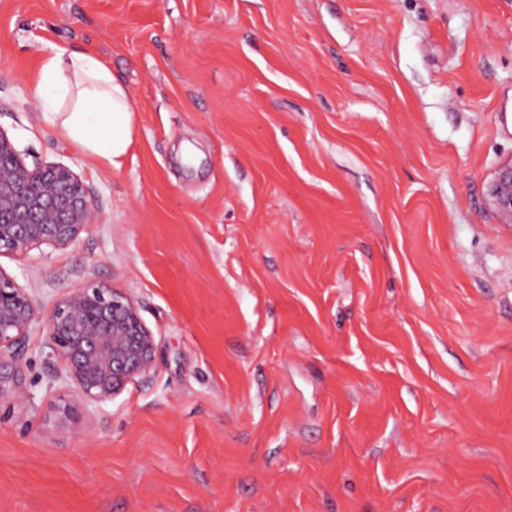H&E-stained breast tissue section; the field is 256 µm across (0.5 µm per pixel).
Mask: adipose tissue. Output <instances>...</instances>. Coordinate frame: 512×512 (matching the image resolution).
<instances>
[{
    "label": "adipose tissue",
    "instance_id": "1",
    "mask_svg": "<svg viewBox=\"0 0 512 512\" xmlns=\"http://www.w3.org/2000/svg\"><path fill=\"white\" fill-rule=\"evenodd\" d=\"M33 93L55 109L69 140L120 168L132 141L134 110L126 89L100 56L57 50L45 60Z\"/></svg>",
    "mask_w": 512,
    "mask_h": 512
}]
</instances>
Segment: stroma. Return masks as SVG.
Returning <instances> with one entry per match:
<instances>
[{
	"label": "stroma",
	"mask_w": 512,
	"mask_h": 512,
	"mask_svg": "<svg viewBox=\"0 0 512 512\" xmlns=\"http://www.w3.org/2000/svg\"><path fill=\"white\" fill-rule=\"evenodd\" d=\"M56 47L127 88L120 168L35 98ZM0 129L101 202L0 268L157 343L96 403L33 325L0 512H512V0H0ZM486 201L497 224L512 226V156L503 160L486 185Z\"/></svg>",
	"instance_id": "obj_1"
}]
</instances>
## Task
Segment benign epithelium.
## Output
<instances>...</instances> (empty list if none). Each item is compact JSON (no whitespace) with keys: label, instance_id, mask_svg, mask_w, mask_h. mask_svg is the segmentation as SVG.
Segmentation results:
<instances>
[{"label":"benign epithelium","instance_id":"1","mask_svg":"<svg viewBox=\"0 0 512 512\" xmlns=\"http://www.w3.org/2000/svg\"><path fill=\"white\" fill-rule=\"evenodd\" d=\"M497 223L512 226V157L486 185ZM100 215L98 197L69 167H29L0 130V256L26 258L48 245L70 247ZM45 319L47 344L63 377L89 401L104 402L151 376L157 345L134 299L87 277L42 316L27 289L0 268V411L25 408L21 355L34 323Z\"/></svg>","mask_w":512,"mask_h":512}]
</instances>
